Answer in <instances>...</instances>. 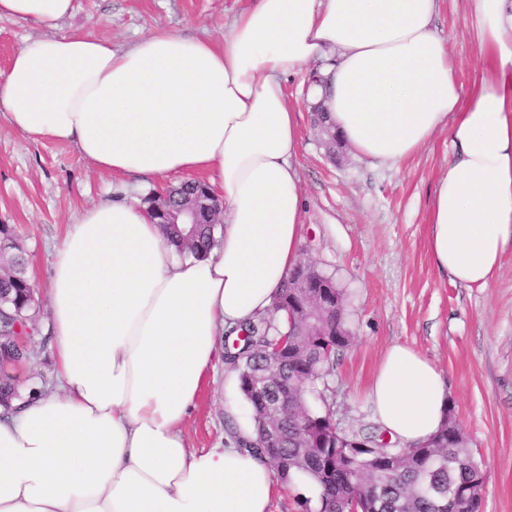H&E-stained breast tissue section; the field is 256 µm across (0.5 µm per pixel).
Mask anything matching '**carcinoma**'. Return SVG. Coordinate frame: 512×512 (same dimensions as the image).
Returning <instances> with one entry per match:
<instances>
[{
    "label": "carcinoma",
    "instance_id": "carcinoma-1",
    "mask_svg": "<svg viewBox=\"0 0 512 512\" xmlns=\"http://www.w3.org/2000/svg\"><path fill=\"white\" fill-rule=\"evenodd\" d=\"M211 199L201 183H183L169 190L168 201L162 207L155 204L154 195L145 198L154 219L171 239L183 243L195 255H205L216 245L210 212L203 202ZM190 204L197 210L199 223H170L172 213ZM0 236L14 241L12 251L0 257V328L10 331L19 327V334L35 325L36 290L27 277L26 259L13 229L0 224ZM290 279H285L271 312L250 320L237 328L241 337L238 345L225 350V361L237 372L246 404L250 405L252 424L260 430L267 418L270 401L266 391L247 387V378L260 371L262 358L282 337L300 338L312 346L284 361L283 383L290 386L305 382V408L300 415L311 429L309 447H298L296 419L280 422V448L273 454L265 448L252 452L267 458L283 481L292 477L313 481L321 489L316 512H481L483 485L477 482L483 471L475 457L462 426L452 411L426 446H404L373 436L378 453L370 455L350 446L354 436L364 433L351 430L331 437L325 431L326 418L332 415L318 384L330 373L336 350L350 345L353 339L347 313L346 290L337 287V306L330 307L321 319L329 336H315L304 327L299 308L290 301ZM0 404L9 405L20 396L19 384L13 371L21 363L12 360L16 349L14 337L0 338ZM452 486L460 489L461 497L440 501L436 488Z\"/></svg>",
    "mask_w": 512,
    "mask_h": 512
}]
</instances>
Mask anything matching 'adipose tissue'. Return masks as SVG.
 <instances>
[{
	"mask_svg": "<svg viewBox=\"0 0 512 512\" xmlns=\"http://www.w3.org/2000/svg\"><path fill=\"white\" fill-rule=\"evenodd\" d=\"M440 0H257L223 41L167 30L116 49L57 34L73 0H0V21L47 36L0 72V107L27 138L76 146L120 184L54 248L51 388L0 410V512H270L278 481L247 444L190 449L182 425L224 330L270 310L299 261L297 114L283 78L315 69L308 101L361 156L396 165L447 131L428 250L439 273L487 287L512 248V0H470L471 92L433 28ZM203 176L224 202L207 256L166 241L128 185ZM369 397L384 431L441 427V371L390 346Z\"/></svg>",
	"mask_w": 512,
	"mask_h": 512,
	"instance_id": "obj_1",
	"label": "adipose tissue"
}]
</instances>
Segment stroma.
<instances>
[{"label":"stroma","instance_id":"35a3bbf8","mask_svg":"<svg viewBox=\"0 0 512 512\" xmlns=\"http://www.w3.org/2000/svg\"><path fill=\"white\" fill-rule=\"evenodd\" d=\"M253 0H74L60 32L105 34L125 48L165 28L218 40ZM469 0H441L433 20L457 79L471 89L481 68L466 31ZM299 112L296 167L305 212L302 258L335 276L348 294L352 344L336 354L325 392L340 428L379 431L368 390L388 347H414L441 370L454 414L483 464L482 512H512V251L488 287H466L435 269L427 249L437 178L448 167L439 133L398 166L379 165L345 145L328 150L314 112L287 84ZM110 177L68 142L33 141L0 114V224L12 225L37 287V323L48 319L46 288L54 247L69 224L103 198ZM231 372L217 362L182 427L189 448L212 447L249 420Z\"/></svg>","mask_w":512,"mask_h":512}]
</instances>
